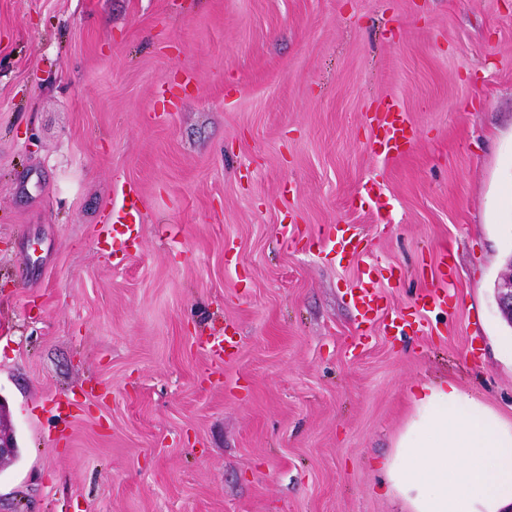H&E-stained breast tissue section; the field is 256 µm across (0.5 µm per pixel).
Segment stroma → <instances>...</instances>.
Wrapping results in <instances>:
<instances>
[{"label": "stroma", "instance_id": "35a3bbf8", "mask_svg": "<svg viewBox=\"0 0 512 512\" xmlns=\"http://www.w3.org/2000/svg\"><path fill=\"white\" fill-rule=\"evenodd\" d=\"M510 170L512 0H0V512H395L413 386L512 422ZM399 112H384L377 122V143L386 155L403 156L407 153L408 137ZM494 293L503 317L512 325V256L495 282ZM366 284L368 283H361L357 287L358 292L353 295L355 309L362 319L377 311L380 305V297ZM16 448L13 431L7 422L5 405L0 400V462L12 457Z\"/></svg>", "mask_w": 512, "mask_h": 512}]
</instances>
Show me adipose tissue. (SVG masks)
I'll list each match as a JSON object with an SVG mask.
<instances>
[{
	"label": "adipose tissue",
	"instance_id": "adipose-tissue-1",
	"mask_svg": "<svg viewBox=\"0 0 512 512\" xmlns=\"http://www.w3.org/2000/svg\"><path fill=\"white\" fill-rule=\"evenodd\" d=\"M384 464L401 512H512V423L455 384H420Z\"/></svg>",
	"mask_w": 512,
	"mask_h": 512
}]
</instances>
